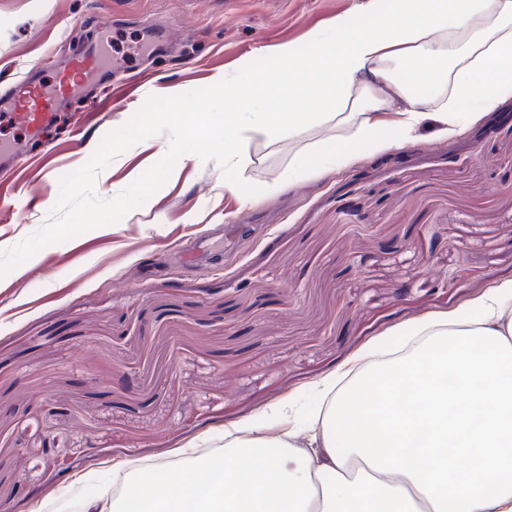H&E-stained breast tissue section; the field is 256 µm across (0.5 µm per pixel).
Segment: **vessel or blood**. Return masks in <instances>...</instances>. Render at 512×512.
<instances>
[{"instance_id": "vessel-or-blood-1", "label": "vessel or blood", "mask_w": 512, "mask_h": 512, "mask_svg": "<svg viewBox=\"0 0 512 512\" xmlns=\"http://www.w3.org/2000/svg\"><path fill=\"white\" fill-rule=\"evenodd\" d=\"M43 67L52 71V85L41 83L38 73L32 71L11 84L0 97V126L18 129L30 143L41 140L54 122L62 94L73 92L103 74V64L92 49L71 60L65 69H58L52 59L44 61Z\"/></svg>"}]
</instances>
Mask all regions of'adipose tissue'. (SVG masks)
Returning <instances> with one entry per match:
<instances>
[{
    "label": "adipose tissue",
    "instance_id": "obj_1",
    "mask_svg": "<svg viewBox=\"0 0 512 512\" xmlns=\"http://www.w3.org/2000/svg\"><path fill=\"white\" fill-rule=\"evenodd\" d=\"M311 43L270 50L279 83L248 56L225 79L226 168L247 165V141L334 127L293 156L292 184L425 127L457 137L512 98V0H365ZM474 305L405 325L415 347L323 380L319 432L279 405L271 424L225 433L219 463L187 457L170 483L84 512H512V281Z\"/></svg>",
    "mask_w": 512,
    "mask_h": 512
}]
</instances>
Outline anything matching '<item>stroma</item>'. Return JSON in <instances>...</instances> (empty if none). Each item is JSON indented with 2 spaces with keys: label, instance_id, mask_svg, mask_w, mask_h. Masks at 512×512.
Listing matches in <instances>:
<instances>
[{
  "label": "stroma",
  "instance_id": "obj_1",
  "mask_svg": "<svg viewBox=\"0 0 512 512\" xmlns=\"http://www.w3.org/2000/svg\"><path fill=\"white\" fill-rule=\"evenodd\" d=\"M363 2L210 0L200 15L194 0H0V88L46 56L81 52L102 15L122 64L61 105L37 162L0 190V251L50 221L61 177L149 97L213 86L247 55L271 71L266 49L307 46ZM147 23L151 55L137 50ZM168 140L130 147L97 193L125 189ZM300 147L250 144L239 170L225 168L221 144L197 150L120 221L0 277V512L46 510L68 486L97 495L132 459L143 487L166 483L184 449L221 453L225 429L284 400L312 404L317 381L397 345L402 325L512 280V100L462 136L424 130L401 150L285 184ZM190 245L207 257L186 262Z\"/></svg>",
  "mask_w": 512,
  "mask_h": 512
}]
</instances>
